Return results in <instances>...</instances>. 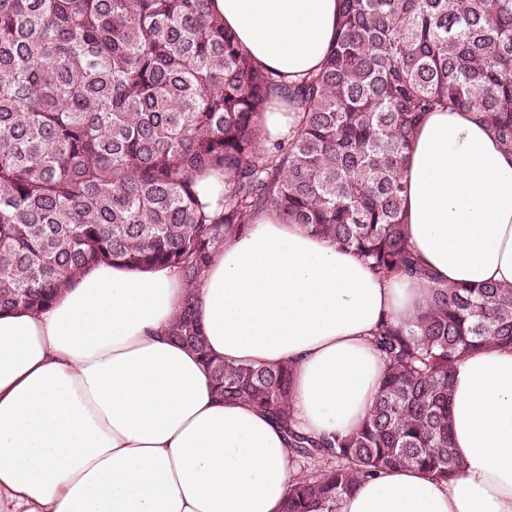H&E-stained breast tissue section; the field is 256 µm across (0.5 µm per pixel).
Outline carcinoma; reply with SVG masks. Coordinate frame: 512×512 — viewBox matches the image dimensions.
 Listing matches in <instances>:
<instances>
[{
	"instance_id": "obj_1",
	"label": "carcinoma",
	"mask_w": 512,
	"mask_h": 512,
	"mask_svg": "<svg viewBox=\"0 0 512 512\" xmlns=\"http://www.w3.org/2000/svg\"><path fill=\"white\" fill-rule=\"evenodd\" d=\"M276 95L301 120L266 147ZM447 106L512 150V0H343L322 67L292 84L253 62L212 0H0V311L46 307L100 263L173 267L191 289L226 236L274 209L430 292L415 320L372 337L385 372L369 416L327 437L290 416L291 365L211 356L187 293L172 336L216 396L268 414L295 454L284 512H338L390 468L448 481L453 373L512 345V287L439 283L404 238L413 134ZM212 170L228 183L215 214L194 191Z\"/></svg>"
}]
</instances>
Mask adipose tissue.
<instances>
[{"label": "adipose tissue", "instance_id": "obj_1", "mask_svg": "<svg viewBox=\"0 0 512 512\" xmlns=\"http://www.w3.org/2000/svg\"><path fill=\"white\" fill-rule=\"evenodd\" d=\"M213 6L253 60L292 81L320 67L340 17V0ZM404 179L405 236L424 268L512 286V152L484 122L426 113ZM187 292L170 267L100 264L46 308L0 311V512H282L294 472L283 432L217 400L198 355L168 336ZM191 292L212 354L293 365L291 410L316 436L364 421L385 370L372 336L429 295L269 209ZM450 420L451 481L387 469L340 512H512V346L459 363Z\"/></svg>", "mask_w": 512, "mask_h": 512}]
</instances>
